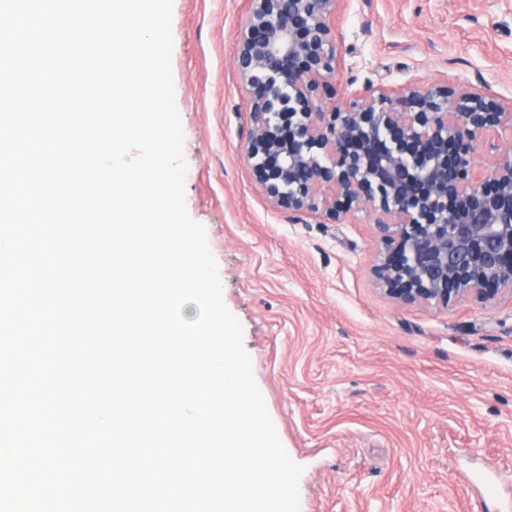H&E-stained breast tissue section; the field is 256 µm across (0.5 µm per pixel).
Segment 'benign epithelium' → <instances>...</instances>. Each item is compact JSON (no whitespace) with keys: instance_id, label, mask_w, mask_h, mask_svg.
I'll return each instance as SVG.
<instances>
[{"instance_id":"1","label":"benign epithelium","mask_w":512,"mask_h":512,"mask_svg":"<svg viewBox=\"0 0 512 512\" xmlns=\"http://www.w3.org/2000/svg\"><path fill=\"white\" fill-rule=\"evenodd\" d=\"M234 59L246 158L277 209L363 215L376 284L403 305L512 294V109L442 84L369 87L338 103L344 0H247Z\"/></svg>"}]
</instances>
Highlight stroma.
<instances>
[{"instance_id":"stroma-1","label":"stroma","mask_w":512,"mask_h":512,"mask_svg":"<svg viewBox=\"0 0 512 512\" xmlns=\"http://www.w3.org/2000/svg\"><path fill=\"white\" fill-rule=\"evenodd\" d=\"M246 0H173L185 205L278 437L299 512H512V297L445 308L376 288L375 225L271 206L245 149L233 47ZM349 95L381 83L485 85L512 103V0H345Z\"/></svg>"}]
</instances>
